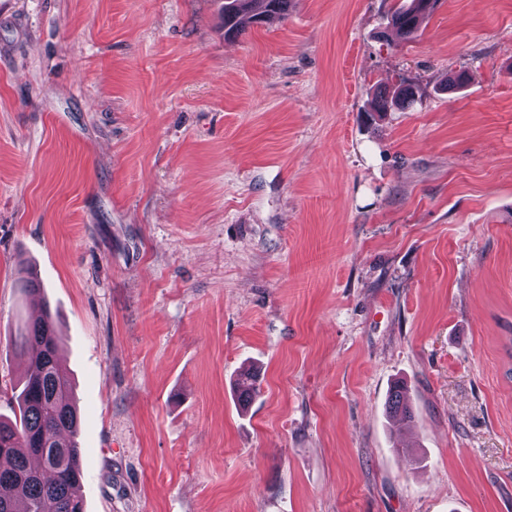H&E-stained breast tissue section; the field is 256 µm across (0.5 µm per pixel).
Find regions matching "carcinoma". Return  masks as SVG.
<instances>
[{
    "label": "carcinoma",
    "instance_id": "obj_1",
    "mask_svg": "<svg viewBox=\"0 0 512 512\" xmlns=\"http://www.w3.org/2000/svg\"><path fill=\"white\" fill-rule=\"evenodd\" d=\"M289 0H224V35L237 36L254 25L280 22L288 15ZM439 0H410L388 19L403 38L414 37L423 18ZM23 288L38 302L40 311L20 334L17 352L28 357V370L19 395V415L0 420V512H84L76 470L80 452L76 441L78 417L69 387L58 364L59 336L48 305L33 277ZM388 411L408 425L413 413L402 388L392 391Z\"/></svg>",
    "mask_w": 512,
    "mask_h": 512
}]
</instances>
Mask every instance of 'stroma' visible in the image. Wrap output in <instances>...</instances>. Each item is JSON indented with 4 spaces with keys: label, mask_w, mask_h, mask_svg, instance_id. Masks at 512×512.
Instances as JSON below:
<instances>
[{
    "label": "stroma",
    "mask_w": 512,
    "mask_h": 512,
    "mask_svg": "<svg viewBox=\"0 0 512 512\" xmlns=\"http://www.w3.org/2000/svg\"><path fill=\"white\" fill-rule=\"evenodd\" d=\"M223 2L0 0V415L29 269L85 512H512V0ZM289 0H224V34L237 36L254 25L281 22ZM439 2V0H410L407 6L398 8L390 15L388 25L402 38H413L423 18L435 10ZM387 407L391 417L399 424L409 425L412 422L413 413L402 388L398 387L392 391Z\"/></svg>",
    "instance_id": "35a3bbf8"
}]
</instances>
